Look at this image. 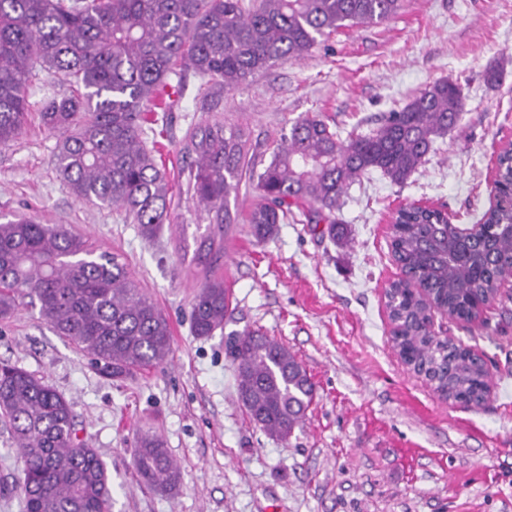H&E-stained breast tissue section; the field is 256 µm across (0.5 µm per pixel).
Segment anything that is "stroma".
I'll use <instances>...</instances> for the list:
<instances>
[{"instance_id": "35a3bbf8", "label": "stroma", "mask_w": 512, "mask_h": 512, "mask_svg": "<svg viewBox=\"0 0 512 512\" xmlns=\"http://www.w3.org/2000/svg\"><path fill=\"white\" fill-rule=\"evenodd\" d=\"M492 65L495 86L485 79ZM443 79L466 95L460 129L437 139L404 185L376 172L351 187L339 213L348 243L293 221L262 243L244 224L224 238L219 272L237 306L228 331L249 326L284 343L315 388L285 441L241 407L226 334H192L199 283L182 252L203 234L204 212L173 197L169 224L148 241L120 213L72 196L56 174L54 135L33 126L0 146V216L63 224L119 254L172 329L168 365L111 381L37 310L0 323V360L43 377L70 403L79 438L108 468L112 512H512V301L492 305L487 326L435 318L443 335L493 361L492 394L469 409L440 399L399 359L384 301L398 275L393 209L419 202L474 224L489 206L492 160L512 140V0H404L386 23L343 30L327 48L230 92L202 93L201 78L186 73L182 98L158 115L163 157L178 174L186 134L203 121L244 126L260 155L305 112L364 133ZM146 432L162 436L180 468L172 490L151 489L135 469ZM21 467L0 427V512H23Z\"/></svg>"}]
</instances>
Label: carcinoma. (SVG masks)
I'll return each mask as SVG.
<instances>
[{
	"label": "carcinoma",
	"instance_id": "obj_1",
	"mask_svg": "<svg viewBox=\"0 0 512 512\" xmlns=\"http://www.w3.org/2000/svg\"><path fill=\"white\" fill-rule=\"evenodd\" d=\"M403 0H0V145L31 123L57 138L55 166L76 199L110 207L139 225L150 241L169 222L171 186L160 138L148 113L181 96L178 63L232 91L257 71L297 61L332 35L383 24ZM70 89L45 96L31 112L37 71ZM460 85L434 82L366 133L346 138L317 113H305L282 135L263 170L238 124L207 122L191 130L182 152L185 194L203 206L208 232L191 263L205 280L191 306L198 337L224 331L229 288L209 268L224 253L232 224L249 225L259 242L288 218L324 224L336 236L341 200L361 177L379 171L404 184L427 161L436 139L460 126ZM500 203L483 230L459 244L438 208L406 207L391 252L405 276L385 291L392 340L404 362L430 377L444 400L482 405L489 370L455 354L451 337L428 331L431 311L468 320L471 300L496 293L512 273V147L498 151ZM257 179L262 199L245 216L230 208L243 177ZM38 309L52 332L88 359L102 378L120 380L160 367L172 352L170 324L116 253L98 251L62 224L21 216L0 222V320ZM240 405L267 435L286 440L303 423L314 388L285 344L258 329L229 333ZM0 423L23 460L24 512H112L105 463L77 435L68 401L41 378L0 362ZM135 467L158 491L180 480L163 438H139Z\"/></svg>",
	"mask_w": 512,
	"mask_h": 512
}]
</instances>
